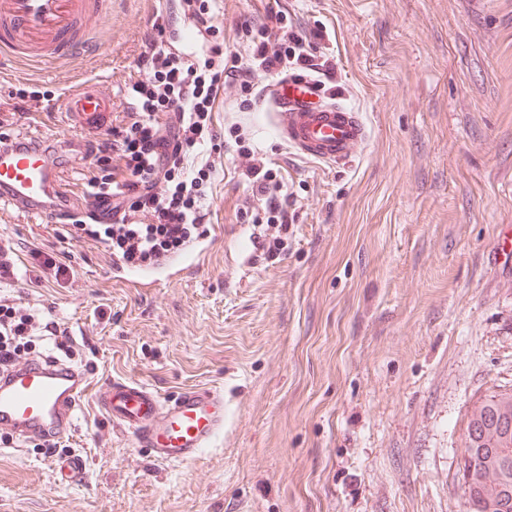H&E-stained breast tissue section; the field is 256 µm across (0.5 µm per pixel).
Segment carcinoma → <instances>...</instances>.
I'll list each match as a JSON object with an SVG mask.
<instances>
[{"mask_svg":"<svg viewBox=\"0 0 512 512\" xmlns=\"http://www.w3.org/2000/svg\"><path fill=\"white\" fill-rule=\"evenodd\" d=\"M476 410L481 421L464 451L483 449L487 463L470 487L471 512H512V391L487 396Z\"/></svg>","mask_w":512,"mask_h":512,"instance_id":"1","label":"carcinoma"}]
</instances>
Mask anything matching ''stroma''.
<instances>
[{"label":"stroma","mask_w":512,"mask_h":512,"mask_svg":"<svg viewBox=\"0 0 512 512\" xmlns=\"http://www.w3.org/2000/svg\"><path fill=\"white\" fill-rule=\"evenodd\" d=\"M303 34L322 31L327 88L362 113L368 140L348 166L305 160L277 137L253 79V107L225 86L217 131L241 126L292 193L286 249L266 260L241 208L249 194L233 141L202 258L177 280L138 288L91 242L0 203V240L18 250V300L68 328L93 386L115 376L174 398L224 392V433L197 461L160 464L94 405L68 452L0 443V512H467L458 475L473 404L512 389V0H282ZM175 0H112L95 50L53 67L0 58V135L96 142L52 103L107 80L113 109L157 17ZM266 0H214L231 50ZM39 91L31 99L30 91ZM75 271L29 285L30 246ZM82 477L59 483L66 454Z\"/></svg>","instance_id":"stroma-1"}]
</instances>
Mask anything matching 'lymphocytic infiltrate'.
Instances as JSON below:
<instances>
[{"label": "lymphocytic infiltrate", "mask_w": 512, "mask_h": 512, "mask_svg": "<svg viewBox=\"0 0 512 512\" xmlns=\"http://www.w3.org/2000/svg\"><path fill=\"white\" fill-rule=\"evenodd\" d=\"M179 6L203 38L201 53L189 58L166 38L148 40L137 60L148 76L128 85L127 108L98 141L80 205L68 210L59 195L44 201L46 208L65 210L70 242H94L116 263L152 266L183 251L209 223V194L218 169L208 146L216 138L213 112L226 79H237L247 94L258 73L302 70L328 80L336 71L332 59L319 60L310 52L281 0H268L264 22L242 29L243 57L215 41L209 0H179ZM228 133L251 185L245 211L262 227L268 260H276L293 221V196L257 158L239 126H230ZM46 331L59 351L75 358L68 330L40 323L16 301L1 297L0 368L19 364Z\"/></svg>", "instance_id": "1"}]
</instances>
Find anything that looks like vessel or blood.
Returning a JSON list of instances; mask_svg holds the SVG:
<instances>
[{
	"label": "vessel or blood",
	"mask_w": 512,
	"mask_h": 512,
	"mask_svg": "<svg viewBox=\"0 0 512 512\" xmlns=\"http://www.w3.org/2000/svg\"><path fill=\"white\" fill-rule=\"evenodd\" d=\"M109 0H0V55L39 64L75 58L103 27ZM270 120L282 141L303 157L330 165L352 162L368 139L361 112L333 96L311 75L290 73L267 89ZM62 111L75 128L105 130L112 119V100L105 92L82 87L63 95ZM56 181L54 166L36 147L0 151V194L41 213V204ZM190 256L179 253L149 268L125 267L129 283L168 279ZM94 402L113 427L130 433L138 447L159 463H190L224 431L223 393L200 387L183 389L166 399L141 382L115 378L92 390L76 366L52 355L0 372V430L18 445L34 440H62L76 426L85 402ZM84 470L82 458L61 459L59 481L73 482Z\"/></svg>",
	"instance_id": "1"
}]
</instances>
